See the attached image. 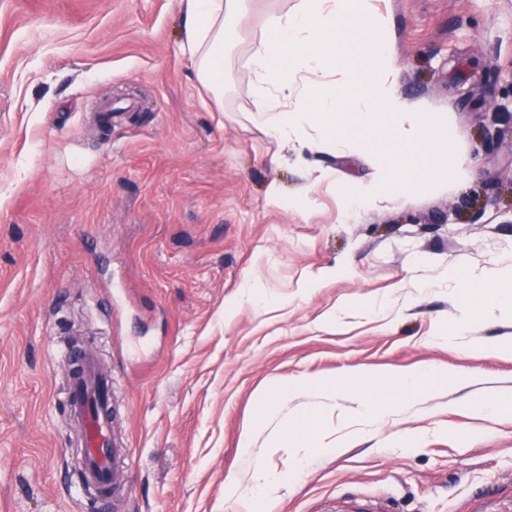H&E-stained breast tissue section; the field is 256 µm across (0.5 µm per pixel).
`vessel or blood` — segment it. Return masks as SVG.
I'll return each mask as SVG.
<instances>
[{
	"label": "vessel or blood",
	"mask_w": 512,
	"mask_h": 512,
	"mask_svg": "<svg viewBox=\"0 0 512 512\" xmlns=\"http://www.w3.org/2000/svg\"><path fill=\"white\" fill-rule=\"evenodd\" d=\"M70 360L64 403L70 426L81 433L80 480L96 491L120 492V468L128 451L112 433V373L95 352L84 348L75 349Z\"/></svg>",
	"instance_id": "b4317fda"
}]
</instances>
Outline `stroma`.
Here are the masks:
<instances>
[{
    "label": "stroma",
    "instance_id": "35a3bbf8",
    "mask_svg": "<svg viewBox=\"0 0 512 512\" xmlns=\"http://www.w3.org/2000/svg\"><path fill=\"white\" fill-rule=\"evenodd\" d=\"M298 0H252L224 64V101L192 77L176 0H0V512H98L72 466L62 405L72 338L116 384L129 451L108 512H512V317L454 334L463 269L512 260V0H381L402 92L448 113L462 187L342 217L322 166L252 118L250 46ZM285 200L267 202L270 184ZM263 298L232 308L241 284ZM433 365L417 409L355 429L360 396ZM336 382L282 415L321 410L333 437L276 496L238 507L225 479L272 381ZM407 437L406 449L390 440Z\"/></svg>",
    "mask_w": 512,
    "mask_h": 512
}]
</instances>
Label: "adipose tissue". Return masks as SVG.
<instances>
[{
  "label": "adipose tissue",
  "instance_id": "obj_1",
  "mask_svg": "<svg viewBox=\"0 0 512 512\" xmlns=\"http://www.w3.org/2000/svg\"><path fill=\"white\" fill-rule=\"evenodd\" d=\"M249 3L177 0L195 77L216 97L224 95L226 22L242 20ZM355 37L368 51V65L346 61ZM249 65L253 117L270 138L302 148L357 154L368 163L371 178L365 183L340 184L332 169L321 175L323 181L337 185L344 213L399 203L421 186L443 191L449 184L468 181V169L451 154L454 132L447 113L429 111L424 102L401 92L391 19L375 0H299L292 11L270 18L252 43ZM454 276L469 296L455 331H463L473 315L512 302V262L496 267L480 282L460 270ZM448 373V367L439 366L426 374H394L393 408L412 410L422 397L424 378L444 380ZM310 386L307 380L299 386L276 380L261 394L259 415L241 436L243 469L231 474L229 483L247 482L250 495L264 498L287 486L288 473L268 470L254 448L259 431L280 417L282 403L299 388ZM351 441L348 434L328 439L323 417L317 413L304 438L283 425L272 445L287 449L301 469L315 451L336 453Z\"/></svg>",
  "mask_w": 512,
  "mask_h": 512
}]
</instances>
